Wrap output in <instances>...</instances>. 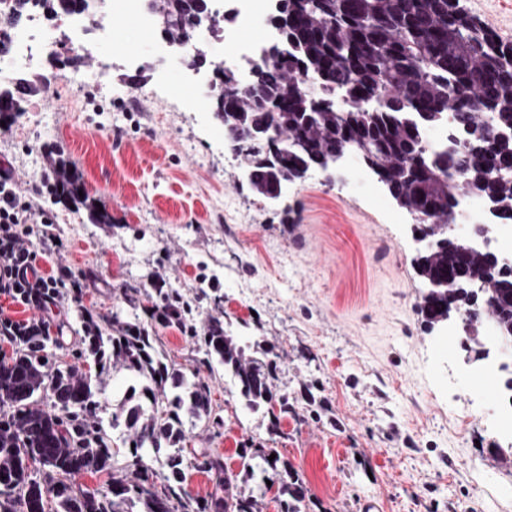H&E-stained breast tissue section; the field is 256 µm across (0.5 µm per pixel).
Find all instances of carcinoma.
<instances>
[{"label":"carcinoma","instance_id":"carcinoma-1","mask_svg":"<svg viewBox=\"0 0 512 512\" xmlns=\"http://www.w3.org/2000/svg\"><path fill=\"white\" fill-rule=\"evenodd\" d=\"M53 16L81 13L84 0H39ZM168 17L164 33L172 40L203 21L207 0H155ZM288 51L258 62L254 89L229 86L220 79L223 104L215 112L227 135L265 126L280 136L279 161L254 167L253 190L265 195L276 183L301 179L302 168H319L329 154L351 140L369 145L374 162L406 208L431 210L438 217L459 200L475 195L490 202L499 220L512 222V43L497 39L488 27L460 5V0H285ZM312 75L325 89L324 98L342 93L367 100L366 110L342 112L335 106L310 111L300 76ZM29 89L19 79L17 91H0V121L20 111V93ZM454 112L448 149L430 150L425 126L437 127ZM307 143L303 155L289 142ZM55 195L87 201L76 169L55 163ZM413 268L426 291L420 312L429 329L453 306L464 347L479 344L473 319L463 312L484 306L512 339V268L492 264L477 250L465 255L458 242L443 240L435 250H421ZM486 283L470 294L461 271ZM156 295L132 290L130 304L146 317L120 323L106 336L91 313L84 314L78 343L66 345L62 328L51 336V324L33 318L20 323L23 335L5 336L13 347L0 356V512H133L134 501L145 512H255L256 502L237 491L224 458L204 451L193 464L213 477L204 496L184 487L185 448L181 411L221 428L211 416V390L200 380L187 395L186 373L158 356L157 327H175L205 349L199 366L214 372L224 366L246 405L256 410L274 401L271 380L276 361L248 357L224 327L223 316H208L202 327L192 323L191 307L175 288ZM100 367L95 375L82 370L88 358ZM125 370L140 380L139 388L120 403L112 427L124 426L128 455L119 463L99 413L92 378L108 369ZM50 404H41L37 395ZM175 451L157 471L142 449L162 445ZM281 469L279 491L295 503L286 512H301L305 494L295 471L280 458H264ZM85 474L105 477V485L89 488L77 482Z\"/></svg>","mask_w":512,"mask_h":512}]
</instances>
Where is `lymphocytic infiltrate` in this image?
Here are the masks:
<instances>
[{"label":"lymphocytic infiltrate","instance_id":"f902f5d3","mask_svg":"<svg viewBox=\"0 0 512 512\" xmlns=\"http://www.w3.org/2000/svg\"><path fill=\"white\" fill-rule=\"evenodd\" d=\"M40 185L20 192L11 169L0 167V295H6L50 320L66 296L82 294L83 278L68 266L45 275L37 264L38 253L28 242L34 225L51 223L50 214L37 200Z\"/></svg>","mask_w":512,"mask_h":512}]
</instances>
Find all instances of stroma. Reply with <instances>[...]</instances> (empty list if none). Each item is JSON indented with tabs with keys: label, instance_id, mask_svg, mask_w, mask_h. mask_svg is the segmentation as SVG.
Returning <instances> with one entry per match:
<instances>
[{
	"label": "stroma",
	"instance_id": "1",
	"mask_svg": "<svg viewBox=\"0 0 512 512\" xmlns=\"http://www.w3.org/2000/svg\"><path fill=\"white\" fill-rule=\"evenodd\" d=\"M487 27L512 41V0H462ZM128 25L112 40L91 38L86 69L107 67L102 82L25 96L0 126V163L20 188L40 182L60 158L82 176L88 199L109 221L94 224L85 206L42 193L62 249L40 252L90 275L81 299H66L59 319L79 339L84 311L133 322L141 310L129 288L155 279L189 300L195 322L223 315L245 350L277 353L276 397L290 410L272 420L248 408L223 367L202 372L220 434L183 415L186 448L219 452L242 495L258 512H285L280 479L262 460L243 469L239 449L275 452L306 489L302 512H512V456L497 452L482 416L492 400L474 386L448 383L460 341L428 331L418 313L424 291L412 267V219L377 186L323 181L289 184L283 206L238 180L213 109H200L146 51L127 57ZM139 380L103 376L97 397L111 438L112 413ZM315 404H308V397ZM472 409L461 432L455 417Z\"/></svg>",
	"mask_w": 512,
	"mask_h": 512
}]
</instances>
